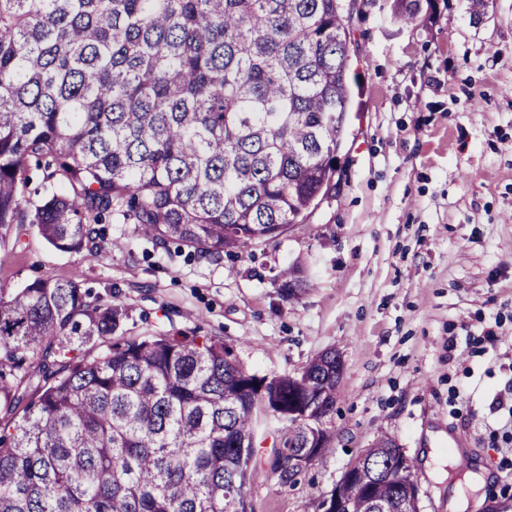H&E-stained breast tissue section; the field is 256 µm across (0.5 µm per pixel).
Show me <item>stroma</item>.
<instances>
[{"label":"stroma","instance_id":"35a3bbf8","mask_svg":"<svg viewBox=\"0 0 512 512\" xmlns=\"http://www.w3.org/2000/svg\"><path fill=\"white\" fill-rule=\"evenodd\" d=\"M472 4L426 0L404 24L395 0H351L339 184L276 240L214 261L116 216L100 257L31 227L0 262V286L73 282L125 305V335L216 337L260 376L336 352L332 453L292 487L257 468L254 512H318L384 435L415 466L420 512L455 495L467 512H512V0ZM293 264L305 285L290 296L276 275ZM451 442L468 466L449 465Z\"/></svg>","mask_w":512,"mask_h":512}]
</instances>
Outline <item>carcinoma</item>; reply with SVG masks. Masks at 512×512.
<instances>
[{
	"label": "carcinoma",
	"instance_id": "obj_1",
	"mask_svg": "<svg viewBox=\"0 0 512 512\" xmlns=\"http://www.w3.org/2000/svg\"><path fill=\"white\" fill-rule=\"evenodd\" d=\"M349 51L345 0H0V231L93 257L114 214L214 260L278 238L336 188ZM126 318L71 282L0 286V512H251L270 424L283 485L310 438L331 451L336 353L293 382L212 338L128 337ZM393 444L363 452L375 480L344 512H416Z\"/></svg>",
	"mask_w": 512,
	"mask_h": 512
}]
</instances>
